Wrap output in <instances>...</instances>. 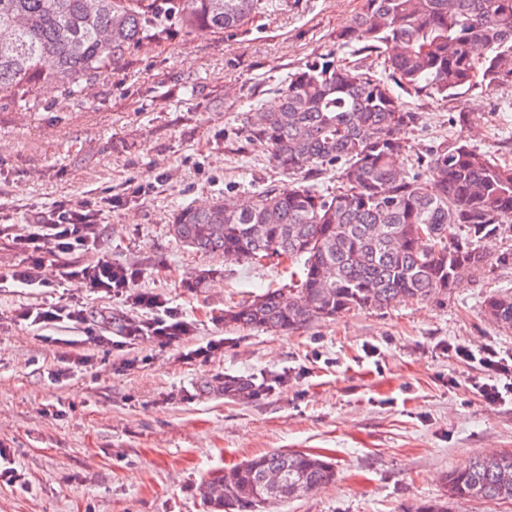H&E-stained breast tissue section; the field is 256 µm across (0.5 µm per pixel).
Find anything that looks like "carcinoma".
I'll use <instances>...</instances> for the list:
<instances>
[{
	"instance_id": "carcinoma-1",
	"label": "carcinoma",
	"mask_w": 512,
	"mask_h": 512,
	"mask_svg": "<svg viewBox=\"0 0 512 512\" xmlns=\"http://www.w3.org/2000/svg\"><path fill=\"white\" fill-rule=\"evenodd\" d=\"M260 0H0V105L29 103L42 82L65 97L117 68L144 43L205 26L235 32ZM336 45L383 59L384 74L343 60H312L288 73L273 111L252 112L245 141L295 177L283 189L186 205L170 234L203 254L255 264L303 259L299 284L269 288L224 311V325L288 331L361 309H386L450 293L483 270L482 244L512 223V165L464 139L402 154L417 121L402 101H454L476 85L512 81V0H360ZM331 172L341 186L311 183ZM485 316L512 330V292L487 297ZM284 471L285 492L263 493L264 475ZM331 462L275 450L207 480L212 512H263L330 483ZM448 494L416 512H453L459 501L512 503V452L479 456L448 473Z\"/></svg>"
}]
</instances>
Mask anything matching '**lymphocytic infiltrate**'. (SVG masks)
<instances>
[{"label": "lymphocytic infiltrate", "instance_id": "lymphocytic-infiltrate-1", "mask_svg": "<svg viewBox=\"0 0 512 512\" xmlns=\"http://www.w3.org/2000/svg\"><path fill=\"white\" fill-rule=\"evenodd\" d=\"M96 223L94 211L82 204L60 206L53 222L30 225L27 235L18 241L28 255V264L12 271L11 280L25 286L37 285L40 269L47 260H54L62 279L90 285L107 295H131L136 306L150 310V318L128 323L124 331L127 344H134L143 336L152 337L163 346L179 342L189 334V323L178 318L159 295L134 291L138 277L135 270L105 258L82 267L69 262V255L95 249Z\"/></svg>", "mask_w": 512, "mask_h": 512}]
</instances>
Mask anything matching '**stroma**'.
Segmentation results:
<instances>
[{
  "label": "stroma",
  "instance_id": "obj_1",
  "mask_svg": "<svg viewBox=\"0 0 512 512\" xmlns=\"http://www.w3.org/2000/svg\"><path fill=\"white\" fill-rule=\"evenodd\" d=\"M356 8L263 0L238 32L143 45L88 94L44 85L36 106L0 107V273L26 264L14 239L28 224L90 200L98 246L81 263L109 256L135 268V291L160 295L192 326L167 348L147 336L125 345L127 322L149 312L123 296L61 280L51 263L44 287L1 284L0 451L24 483L0 482V512H208L205 480L279 448L326 457L336 477L277 512H406L443 497L450 471L512 451V398L490 405L471 386L486 375L485 349L512 356V331L483 312L487 296L512 289V262L489 263L439 299L274 333L227 327L224 311L289 287L301 262L238 264L169 234L185 204L288 186L242 138L244 119L275 102L289 72L334 53ZM409 106L411 152L462 138L512 163V83ZM57 301L83 310L85 324L20 317ZM210 340L219 347L208 359L188 357ZM458 345L474 360L457 358ZM228 379L253 394H225Z\"/></svg>",
  "mask_w": 512,
  "mask_h": 512
}]
</instances>
